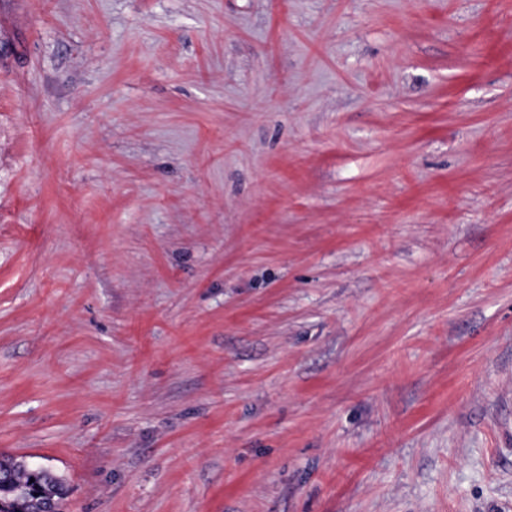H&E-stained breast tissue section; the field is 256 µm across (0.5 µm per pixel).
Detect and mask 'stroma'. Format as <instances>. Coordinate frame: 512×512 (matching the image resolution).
<instances>
[{"instance_id": "1", "label": "stroma", "mask_w": 512, "mask_h": 512, "mask_svg": "<svg viewBox=\"0 0 512 512\" xmlns=\"http://www.w3.org/2000/svg\"><path fill=\"white\" fill-rule=\"evenodd\" d=\"M1 453L512 512V0H0Z\"/></svg>"}]
</instances>
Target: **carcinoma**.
Instances as JSON below:
<instances>
[{
    "instance_id": "obj_1",
    "label": "carcinoma",
    "mask_w": 512,
    "mask_h": 512,
    "mask_svg": "<svg viewBox=\"0 0 512 512\" xmlns=\"http://www.w3.org/2000/svg\"><path fill=\"white\" fill-rule=\"evenodd\" d=\"M0 471L11 480L0 488V512H41L45 502L58 507L67 494L61 477L48 469L37 471L24 459L0 458Z\"/></svg>"
}]
</instances>
